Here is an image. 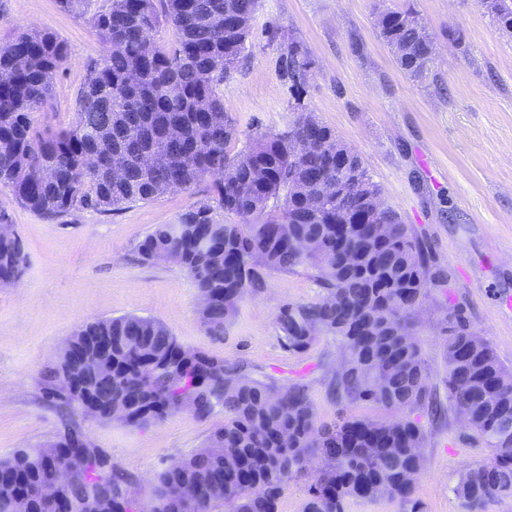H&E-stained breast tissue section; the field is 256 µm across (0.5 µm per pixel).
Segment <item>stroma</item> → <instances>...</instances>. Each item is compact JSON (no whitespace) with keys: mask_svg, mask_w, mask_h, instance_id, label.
I'll use <instances>...</instances> for the list:
<instances>
[{"mask_svg":"<svg viewBox=\"0 0 512 512\" xmlns=\"http://www.w3.org/2000/svg\"><path fill=\"white\" fill-rule=\"evenodd\" d=\"M404 0H261L246 50L224 81V111L235 126L234 154L255 132H283L298 117L279 63L289 43L307 52L306 110L330 126L362 159L385 203L411 225L433 257L436 281L414 321L430 382L444 395L441 323L463 303L472 331L512 369V38L477 0H414L439 47L424 80L410 79L378 37L379 5ZM78 15L59 0H0V45L24 29L53 31L66 47L45 108L31 114L36 132L67 128L86 78V64L106 46L91 12ZM461 29L462 44L448 40ZM212 176L190 189L102 213L81 209L49 221L0 187V215L27 256L17 284H0V458L15 449L48 446L65 422L47 402L41 379L78 326L123 315L163 323L185 347L243 364L280 385L306 384L318 422L339 416L388 417L385 409L353 406L331 392L343 349L325 336L292 354L276 324L285 303L315 300V271L300 266L267 273L264 290L245 293L222 335L206 332L201 298L180 265L144 263L135 247L156 225L173 223L206 199ZM426 432L423 467L413 497L422 512H462L452 488L462 470L486 461L453 412L436 419L413 413ZM94 443L134 477L138 501L152 495L157 472L205 447L216 419L187 410L135 429L74 414Z\"/></svg>","mask_w":512,"mask_h":512,"instance_id":"stroma-1","label":"stroma"}]
</instances>
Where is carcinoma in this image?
I'll list each match as a JSON object with an SVG mask.
<instances>
[{
  "label": "carcinoma",
  "instance_id": "1",
  "mask_svg": "<svg viewBox=\"0 0 512 512\" xmlns=\"http://www.w3.org/2000/svg\"><path fill=\"white\" fill-rule=\"evenodd\" d=\"M498 30L512 36V0H478ZM259 0H111L93 24L106 53L90 61L72 125L34 133L30 115L43 107L64 59L55 33L29 30L0 47V185L54 221L81 208L103 213L148 203L214 172L213 197L159 224L136 246L144 262L173 253L205 306L211 335L237 310L234 291L259 293L270 270L308 266L324 295L285 303L277 315L280 340L300 354L323 336L344 348L336 372L340 400L395 412L391 418L349 417L317 425L306 386L254 377L241 364L183 346L158 320L127 315L80 325L56 365L42 378L48 402L72 413L96 404L108 421L127 413L131 428L184 409L224 421L208 445L171 462L155 476L147 503L126 498L131 476L103 448L86 449V465L70 471L61 499L50 505L40 487L68 466L71 443L89 440L71 422L48 448H20L0 459V497H21L27 512H89L98 497L112 512H279L290 481L312 462L320 467L306 490L303 512H347L354 500H397L419 512L409 474L421 469L426 433L411 418L435 391L410 318L433 283L425 243L399 215L366 198L375 190L359 155L336 132L311 118L285 132H258L230 155L235 128L224 114V78L246 49L224 21L251 18ZM173 26L171 48L157 45L161 24ZM378 36L397 49L411 79L424 77L432 37L412 4L380 14ZM308 55L295 44L282 56L281 76L293 108L302 96ZM307 140L292 155V140ZM120 153L123 179L85 166L92 154ZM238 218L217 219V211ZM306 241L311 252L296 243ZM16 236L0 237V283L23 273ZM443 343L448 409L464 415L467 438L489 449L487 462L466 467L454 488L464 512H485L493 498L512 497V370L470 330L461 304L448 307ZM112 339V371L92 373L84 360L89 337Z\"/></svg>",
  "mask_w": 512,
  "mask_h": 512
}]
</instances>
